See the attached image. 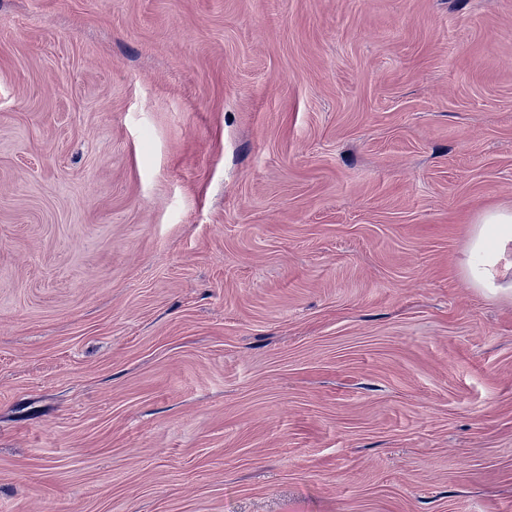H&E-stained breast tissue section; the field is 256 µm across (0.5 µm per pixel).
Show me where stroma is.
<instances>
[{"mask_svg": "<svg viewBox=\"0 0 512 512\" xmlns=\"http://www.w3.org/2000/svg\"><path fill=\"white\" fill-rule=\"evenodd\" d=\"M512 0H0V512H512ZM512 243V208L485 211L474 224L469 249L477 261L468 267V278L474 288L491 296L512 300V281L497 282L496 269Z\"/></svg>", "mask_w": 512, "mask_h": 512, "instance_id": "obj_1", "label": "stroma"}]
</instances>
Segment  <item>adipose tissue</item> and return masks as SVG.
Wrapping results in <instances>:
<instances>
[{"label":"adipose tissue","instance_id":"1","mask_svg":"<svg viewBox=\"0 0 512 512\" xmlns=\"http://www.w3.org/2000/svg\"><path fill=\"white\" fill-rule=\"evenodd\" d=\"M511 246L512 208H495L481 214L469 241L475 261L467 274L473 287L492 296L512 299V281L499 282L495 279L496 269Z\"/></svg>","mask_w":512,"mask_h":512}]
</instances>
